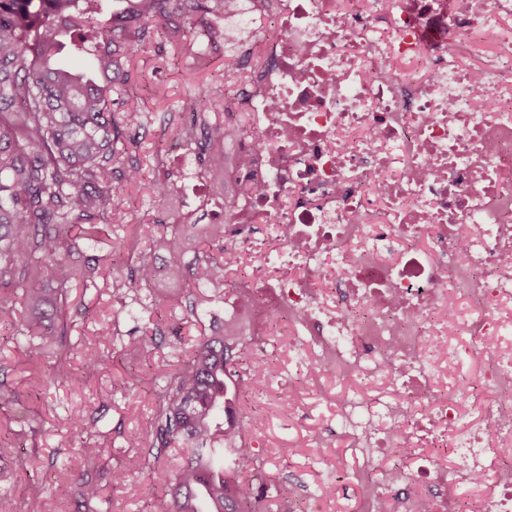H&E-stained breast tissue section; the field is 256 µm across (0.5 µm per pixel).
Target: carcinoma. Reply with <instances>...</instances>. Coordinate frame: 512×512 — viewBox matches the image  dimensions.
<instances>
[{"mask_svg":"<svg viewBox=\"0 0 512 512\" xmlns=\"http://www.w3.org/2000/svg\"><path fill=\"white\" fill-rule=\"evenodd\" d=\"M103 2L0 0V319L12 320L28 372L46 376L49 386L73 378L67 336L83 311L70 306V291L90 286L100 263L89 258L81 267L67 266L77 245L73 232L89 236L124 219V188L140 180L135 132L151 115L127 112L115 119L112 92L128 81L125 60L152 44L153 20L172 17L173 0H129L112 26H100ZM225 2L190 0L189 9L222 16ZM184 108L190 120L167 125L164 134L194 154L200 171L220 176L234 133L250 124L215 87L192 94ZM153 191L161 201L179 194L169 177L154 181ZM114 247L127 254L128 274L112 296L128 316L145 314L150 304L141 290L155 283L157 255L183 251L179 222L160 223L146 243L135 229ZM227 265L224 250L203 249L189 270L192 286L221 299ZM99 336L125 354L147 346L142 336L122 334L116 321ZM234 370L236 355L224 346V335L202 333L152 392L156 410L141 464L167 490V512H263L253 490L264 480L262 467L254 465L252 449L240 447L250 425L230 415L238 396ZM89 433L88 423L75 422L68 445L81 439V455L95 459L100 448L84 438ZM174 443L185 461L167 470L159 453ZM101 494V485L81 483L84 512H97Z\"/></svg>","mask_w":512,"mask_h":512,"instance_id":"cac0c4a2","label":"carcinoma"}]
</instances>
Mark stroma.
Listing matches in <instances>:
<instances>
[{
	"instance_id": "35a3bbf8",
	"label": "stroma",
	"mask_w": 512,
	"mask_h": 512,
	"mask_svg": "<svg viewBox=\"0 0 512 512\" xmlns=\"http://www.w3.org/2000/svg\"><path fill=\"white\" fill-rule=\"evenodd\" d=\"M208 23V17H196L194 30L173 42L166 34V20H157L151 53L131 58L126 65L131 79L112 97L116 116L138 110L154 118L136 152L141 181L128 189L122 201L125 228L164 221L171 212V204L159 202L152 193L159 166H166L183 187L195 184L194 156L164 139L161 124L179 119L185 100L197 88L223 87L225 60L251 49L261 27L256 20L222 19L218 22L222 36L211 43L204 35ZM190 42L194 51H184V44ZM116 232L111 225L96 236L81 238L69 256L74 264L91 256L102 259L95 285L72 291L73 300L83 301L88 309L71 331L73 380L46 388L29 379L12 325L0 322V383L16 391L21 401L13 410L0 412V488L11 490L19 512H28L33 505L40 512H83L78 487L86 480L103 488L99 512H164V489L135 468L143 449L130 434L149 430L153 415L149 394L175 367L174 349L189 350L210 324H222L224 306L203 304L200 322L173 331L170 299L180 297L187 305L200 302L201 293L162 274L151 291L158 299L153 312L138 321L121 314L112 298V276L126 272L127 257L112 248ZM112 320L124 331L143 322L157 328L158 334L144 352L127 358L98 340L101 324ZM88 349L101 354L97 370L89 375L82 370ZM276 359L274 377L240 398L241 414L261 422L255 453L277 489L276 496L265 502L268 512H358L362 490L352 479L359 465L351 449L354 439L334 432L339 383L327 373L316 374L307 383L294 382L296 372L306 369L311 357L289 349L287 342H280ZM79 417L92 421L101 447L90 465L75 449L59 445L69 435L72 420ZM118 467L126 468L139 485L138 495L113 488L112 471Z\"/></svg>"
}]
</instances>
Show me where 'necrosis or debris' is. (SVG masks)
<instances>
[{
    "label": "necrosis or debris",
    "mask_w": 512,
    "mask_h": 512,
    "mask_svg": "<svg viewBox=\"0 0 512 512\" xmlns=\"http://www.w3.org/2000/svg\"><path fill=\"white\" fill-rule=\"evenodd\" d=\"M512 0H273L224 170V319L336 369L340 430L425 454L363 512H512ZM490 43L482 63L464 57ZM467 346L499 397L437 389ZM387 383L368 410L365 381ZM475 488L465 501L456 485Z\"/></svg>",
    "instance_id": "4bbe7bcc"
}]
</instances>
